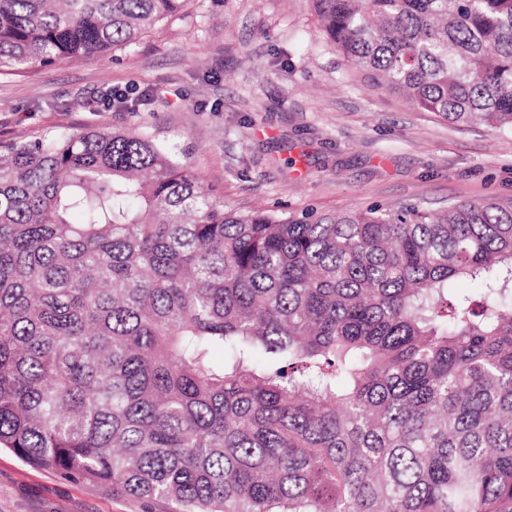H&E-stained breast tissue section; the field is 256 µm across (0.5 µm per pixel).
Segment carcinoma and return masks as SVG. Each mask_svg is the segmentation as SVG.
Segmentation results:
<instances>
[{
	"mask_svg": "<svg viewBox=\"0 0 512 512\" xmlns=\"http://www.w3.org/2000/svg\"><path fill=\"white\" fill-rule=\"evenodd\" d=\"M184 2L0 0V75ZM314 4L374 87L512 130V0ZM0 446L179 512H512V210L245 213L133 131L0 145Z\"/></svg>",
	"mask_w": 512,
	"mask_h": 512,
	"instance_id": "obj_1",
	"label": "carcinoma"
}]
</instances>
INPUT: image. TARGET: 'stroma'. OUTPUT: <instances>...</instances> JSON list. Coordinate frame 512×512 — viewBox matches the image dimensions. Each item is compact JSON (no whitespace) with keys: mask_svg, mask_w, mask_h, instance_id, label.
Wrapping results in <instances>:
<instances>
[{"mask_svg":"<svg viewBox=\"0 0 512 512\" xmlns=\"http://www.w3.org/2000/svg\"><path fill=\"white\" fill-rule=\"evenodd\" d=\"M151 91L153 105H113ZM124 128L177 150L226 207H512V131L459 125L373 87L313 0H186L139 43L0 77V144ZM0 512H177L0 449Z\"/></svg>","mask_w":512,"mask_h":512,"instance_id":"stroma-1","label":"stroma"}]
</instances>
